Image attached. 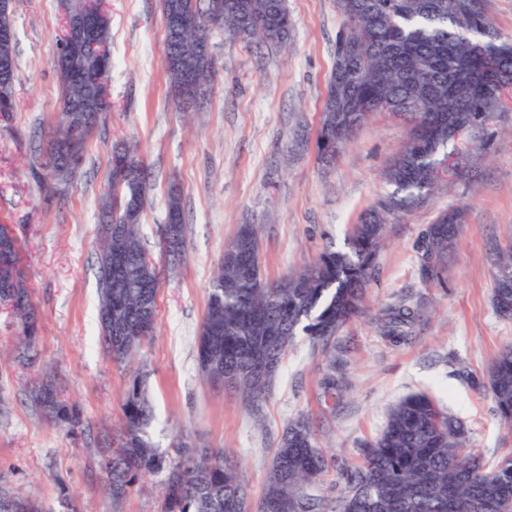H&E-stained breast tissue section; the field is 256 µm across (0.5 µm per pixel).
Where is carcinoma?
Returning a JSON list of instances; mask_svg holds the SVG:
<instances>
[{
	"instance_id": "obj_1",
	"label": "carcinoma",
	"mask_w": 512,
	"mask_h": 512,
	"mask_svg": "<svg viewBox=\"0 0 512 512\" xmlns=\"http://www.w3.org/2000/svg\"><path fill=\"white\" fill-rule=\"evenodd\" d=\"M478 0H336L361 53L342 76L338 93L327 90L317 138L318 158L331 162L355 132L378 112L375 102L390 103L389 112L424 129L421 143L403 147L384 179L393 191L380 197L352 226L347 249H327L301 271L270 281L260 264L258 228L241 224L224 249L209 288L196 338V354L208 357L240 376L235 392L256 418L264 412L269 390L296 336L303 334L327 350L340 328L364 310L365 287L377 275V255L385 226L423 207L434 195L456 183L433 177L454 155L448 117L462 116L480 128L462 162V179L471 176L486 148L491 106L512 119V38L502 35ZM182 14L193 19L182 41H169L172 60L164 63L172 93L189 72L215 83L219 66L211 42L214 28L246 46L288 43L292 24L285 0H162V19ZM208 46L200 53L198 45ZM86 98L83 87L61 80L63 105ZM112 111V104L84 113L93 133ZM68 135L63 119L35 155L47 158L44 186L60 191L73 173L49 152ZM112 191L100 198L112 234H98V252H112L117 267L112 287L99 288L98 309L112 305V331L99 326L104 355L121 367L153 336L161 271L148 263L142 242L143 214L150 203V175L131 146L112 154ZM32 164L35 177L43 167ZM465 209L441 212L417 244L421 279L443 282L448 254L454 248ZM177 224L178 253L166 258L179 268L186 258V233L180 198L169 197L161 242ZM18 237L0 224V305L21 324L24 343L14 362L31 368L40 330V315L20 268ZM493 305L497 315L512 319V248L495 254ZM421 305L404 300L388 306L379 319L382 334L395 343L411 338ZM150 332L133 336L143 316ZM486 389L496 412L512 425V346L490 367ZM31 406L54 424L70 430L83 426L77 402L64 398L54 379L37 374L24 388ZM122 425L112 436V453L100 463L112 504L120 503L147 475H162L164 512H239L238 499L250 490L239 466L221 448L179 442L174 452L157 448L149 429L154 411L145 378H133L123 396ZM462 421L425 393L403 397L392 405L381 433L363 444L358 463L341 473V492L329 500L318 494L336 459L318 446L310 423L296 419L279 436L271 467L258 501L264 512H512V456L495 464L463 453ZM42 512L25 497L0 487V512L22 508Z\"/></svg>"
}]
</instances>
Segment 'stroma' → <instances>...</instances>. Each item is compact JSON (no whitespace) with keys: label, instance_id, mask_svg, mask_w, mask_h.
<instances>
[{"label":"stroma","instance_id":"1","mask_svg":"<svg viewBox=\"0 0 512 512\" xmlns=\"http://www.w3.org/2000/svg\"><path fill=\"white\" fill-rule=\"evenodd\" d=\"M296 21L288 49L249 48L215 31L220 73L201 111L176 109L163 60L160 0H108L114 110L91 136L72 181L52 195L29 174L32 148L56 122L60 83L52 65L62 0H17L14 86L17 107L0 116V224L22 245L27 284L41 309L40 368L56 375L83 409L71 432L41 418L24 395L12 362L17 325L0 308V486L36 500L44 512H162L161 479L140 480L113 507L97 466L99 445L118 427L134 374L146 377L155 408L150 435L158 448L176 439L230 453L254 494H261L278 436L289 420L309 417L320 445L353 463L383 429L389 407L423 392L464 421L468 449L495 462L512 455V428L484 387L486 371L512 344V320L491 297L492 247L512 246V126L489 130L476 178L455 184L427 206L388 225L365 315L347 322L327 351L297 336L264 408L255 419L235 394L199 377L195 336L224 246L240 224L261 227L260 258L271 280L301 270L325 249L342 250L350 225L390 191L381 174L410 137V127L380 112L333 163L319 162L317 135L336 35L335 0H286ZM137 146L152 173L143 218L144 247L161 262L157 226L170 188L185 204L187 254L163 272L152 340L133 362L114 366L98 343L95 233L112 147ZM468 206L445 285L420 281L416 243L437 213ZM423 299L427 321L415 339L395 344L377 321L388 305ZM343 380L335 404L321 401L329 373Z\"/></svg>","mask_w":512,"mask_h":512}]
</instances>
